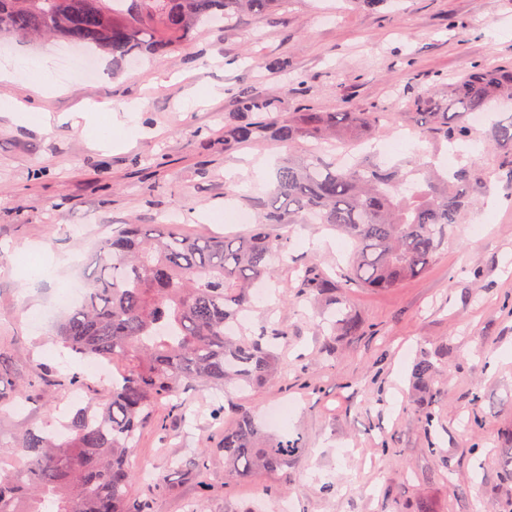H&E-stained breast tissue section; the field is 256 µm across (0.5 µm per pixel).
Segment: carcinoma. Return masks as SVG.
Segmentation results:
<instances>
[{"label": "carcinoma", "mask_w": 512, "mask_h": 512, "mask_svg": "<svg viewBox=\"0 0 512 512\" xmlns=\"http://www.w3.org/2000/svg\"><path fill=\"white\" fill-rule=\"evenodd\" d=\"M278 0H0V34H54L86 51L112 55V64L143 62L159 50L188 46L201 25L230 20L242 11L269 12ZM512 100V67L474 68L448 86V100L432 94L407 105L404 116L425 135L453 143L473 137L467 116ZM251 120L224 131V146L272 139L290 148L307 136L318 141L372 137V112L272 115L271 103L251 94L238 99ZM483 140L502 156L512 179V122L492 125ZM488 183L470 164L440 172L431 164L408 169L371 156L336 168L322 153L288 155L264 204L262 221L245 235H183L175 224H127L100 241L82 301L70 307L53 336L62 347L112 364L106 402L76 406L64 434L27 430L16 448L26 458L9 471L0 455V512H148L131 498L137 473L130 463L153 408L166 402L183 410L188 384L243 390L277 373L276 341L288 335L275 323L257 336L227 333L254 301L253 289L271 277L287 248L277 224H304L311 216L351 238L344 286L389 290L423 274ZM303 292L324 296L336 283L308 269ZM333 336L362 330L337 309ZM411 377L429 401L420 404L425 426L435 418L437 370L427 354ZM224 429V468L240 480L288 470L302 449L286 436L272 439L252 412L233 409Z\"/></svg>", "instance_id": "1"}]
</instances>
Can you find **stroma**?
I'll list each match as a JSON object with an SVG mask.
<instances>
[{"mask_svg": "<svg viewBox=\"0 0 512 512\" xmlns=\"http://www.w3.org/2000/svg\"><path fill=\"white\" fill-rule=\"evenodd\" d=\"M99 78L34 94L25 81L0 82L14 98L54 114L85 102L142 101V136L112 152L68 125H18L0 114V342L16 378L85 372L83 359L60 354L51 332L56 300L90 273L97 244L124 224H179L184 234L248 232L230 215L259 221L283 147L265 140L224 145L242 122L241 89L277 111L376 112L374 142L395 141L405 102L474 67L512 65V0H388L371 10L350 0H281L264 15L205 27L183 52L113 67L98 53ZM492 177L463 223L419 277L389 291L340 288L345 311L362 330L336 341L323 299L295 301L300 270L339 280L354 243L319 224H286L289 242L244 325L279 323L277 381L235 393L256 412L288 403L277 434L298 439L287 472L241 481L224 470L218 440L232 411L213 415V395L191 389L184 412L160 405L143 430L135 462L163 476L162 486L132 485L154 512H512V480L498 459L512 450V181L500 157L482 151ZM485 224L475 235L474 223ZM68 256L52 278L25 274L17 255ZM432 357L440 376L432 427L417 422L421 398L413 360ZM67 390L43 387L0 409V437L47 420ZM210 454L203 471L193 462Z\"/></svg>", "mask_w": 512, "mask_h": 512, "instance_id": "35a3bbf8", "label": "stroma"}]
</instances>
